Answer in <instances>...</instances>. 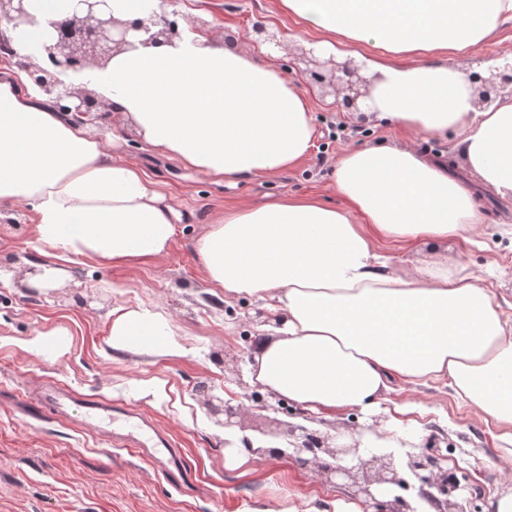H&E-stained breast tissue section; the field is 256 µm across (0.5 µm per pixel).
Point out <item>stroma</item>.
Masks as SVG:
<instances>
[{
	"label": "stroma",
	"mask_w": 512,
	"mask_h": 512,
	"mask_svg": "<svg viewBox=\"0 0 512 512\" xmlns=\"http://www.w3.org/2000/svg\"><path fill=\"white\" fill-rule=\"evenodd\" d=\"M178 8L181 20L205 22L226 45L252 37L256 18L266 20L288 44L279 64L310 97L314 145L301 163L275 176L216 181L143 150L119 118L92 123L94 135L112 143L114 154L138 162L159 182L182 220L162 257L113 266L77 257L67 264L68 279L45 293L33 294L24 286L43 259L27 210L16 208L14 219L0 220V265L13 272L0 282V512H250L280 500L292 512H308L325 500L351 503L347 484L329 482L315 469L285 459L266 457L255 462L252 473L240 474L227 462L223 430L198 425L197 415L207 412L208 388L223 389L234 401L259 391L258 383L237 380L235 372L247 367L270 327L255 316L261 302L247 296L225 299L206 281L195 241L214 215L244 203L288 196L343 206L336 192V158L348 148L408 144L447 161L457 176H469L453 141H427L340 111L334 96L311 80L310 54L293 40L295 25L281 12L279 0H180ZM477 193L484 222L470 241L407 245L380 240L378 251L391 267L408 272L436 252L476 276L494 269L488 288L497 299L512 302V200L483 187ZM118 305L167 315L194 353L170 359L113 350L109 317ZM54 328L71 335L70 346L56 358L45 360L24 349L26 340ZM149 378L167 382L168 402L137 391V382ZM46 381L151 417L183 456L190 481L163 476L92 427L23 416L14 396ZM387 399L421 406L418 421L426 435L436 436L449 469L481 484L489 495L505 487L504 470L512 462L496 428L474 416L451 387L397 384Z\"/></svg>",
	"instance_id": "1"
}]
</instances>
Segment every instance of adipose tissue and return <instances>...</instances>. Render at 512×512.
<instances>
[{
	"label": "adipose tissue",
	"instance_id": "obj_1",
	"mask_svg": "<svg viewBox=\"0 0 512 512\" xmlns=\"http://www.w3.org/2000/svg\"><path fill=\"white\" fill-rule=\"evenodd\" d=\"M74 0H27V30L0 23L20 56L53 43ZM315 51L354 58L375 80L379 121L454 145L478 186L512 197V97L476 106L471 75L428 54L465 56L512 19V0H281ZM149 150L217 180L269 177L305 159L315 126L309 98L279 64L248 45L184 28L160 45L114 53L81 78ZM476 186L407 145L349 149L336 159L345 204L285 197L224 211L196 242L207 280L280 312L254 350L251 376L324 418L380 407L392 380L449 384L512 446V317L477 278L434 254L415 273L385 264L376 238L468 239L483 223ZM24 206L45 259L29 286L48 290L86 257L126 265L169 250L180 219L137 163L114 156L86 123L63 117L26 78L0 74V211ZM118 351L172 358L190 348L172 321L114 307Z\"/></svg>",
	"mask_w": 512,
	"mask_h": 512
}]
</instances>
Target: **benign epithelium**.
Here are the masks:
<instances>
[{
    "mask_svg": "<svg viewBox=\"0 0 512 512\" xmlns=\"http://www.w3.org/2000/svg\"><path fill=\"white\" fill-rule=\"evenodd\" d=\"M26 2L0 0V21L5 20L15 28L33 23ZM175 3L176 0H159V12L149 28L138 19L117 22L104 9L105 0H78L77 9L53 23L56 41L43 48L39 61L20 57L16 65L64 116L84 121L94 115L101 122L107 121L111 119L110 104L67 77L91 64H105L112 54L132 46L131 38L140 32L148 34L147 41L153 44L168 43L178 37L180 25ZM311 77L344 92L339 102L342 110L362 111L360 99L367 94L370 80L357 65L335 61L330 75L313 71ZM472 79L480 84L482 105L505 93L512 96V62L489 71L487 76L475 74ZM208 410L217 423L233 427L245 407L213 394ZM267 442V446H257L248 437L241 439L244 449L252 454L287 458L303 469L313 467L330 479L352 481L371 512H417L420 501L430 503L438 512H482V489L448 469V457L437 449L418 452L414 448H378L364 459L360 443L332 447L317 430L302 424H289L283 432L268 433Z\"/></svg>",
    "mask_w": 512,
    "mask_h": 512,
    "instance_id": "7a95c632",
    "label": "benign epithelium"
}]
</instances>
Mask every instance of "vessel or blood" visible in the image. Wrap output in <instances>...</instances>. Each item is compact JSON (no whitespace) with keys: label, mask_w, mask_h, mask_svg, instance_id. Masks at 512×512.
<instances>
[{"label":"vessel or blood","mask_w":512,"mask_h":512,"mask_svg":"<svg viewBox=\"0 0 512 512\" xmlns=\"http://www.w3.org/2000/svg\"><path fill=\"white\" fill-rule=\"evenodd\" d=\"M17 405L25 415L38 420L48 412L60 420L70 412L80 411L86 423L112 434L114 445L139 450L150 458L162 460L166 474L183 476L187 473L169 438L150 427L132 410L65 393L54 386L43 387L36 396L18 399Z\"/></svg>","instance_id":"obj_1"}]
</instances>
